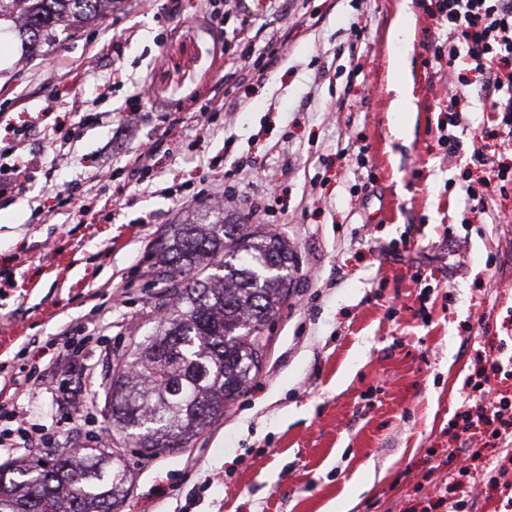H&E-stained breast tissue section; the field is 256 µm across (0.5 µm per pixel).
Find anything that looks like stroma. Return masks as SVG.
Instances as JSON below:
<instances>
[{"label":"stroma","instance_id":"35a3bbf8","mask_svg":"<svg viewBox=\"0 0 512 512\" xmlns=\"http://www.w3.org/2000/svg\"><path fill=\"white\" fill-rule=\"evenodd\" d=\"M435 9L243 0L217 21L204 0H114L35 53L9 38L0 113L49 114L26 138L41 171L0 200V384H18L16 411L50 440L0 447V464L73 442L117 452L130 472L119 512H443L466 447L481 448L476 467L492 461L455 422L475 406L463 384L479 357L512 369V189L471 208L478 173L439 140L459 90L464 144L493 150L500 135L482 77L462 66L451 80L427 51L447 38ZM205 187L230 190L229 218L287 241L291 290L247 390L188 447L150 455L113 430L106 393L167 300L161 239L215 210ZM65 334L91 339L78 422L59 388ZM397 56L398 55L395 56V60L397 59ZM391 89L396 93V99L394 101L395 112H407L411 102L410 89L404 80L401 69L397 64V60L396 66L392 72Z\"/></svg>","mask_w":512,"mask_h":512}]
</instances>
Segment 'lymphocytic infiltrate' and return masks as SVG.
I'll use <instances>...</instances> for the list:
<instances>
[{
  "mask_svg": "<svg viewBox=\"0 0 512 512\" xmlns=\"http://www.w3.org/2000/svg\"><path fill=\"white\" fill-rule=\"evenodd\" d=\"M447 29L449 47L432 45L435 58H447L449 70L472 66L493 87L490 111L500 114L501 145L512 152V0H438L434 15ZM478 424L488 440L506 443L512 437V398H483Z\"/></svg>",
  "mask_w": 512,
  "mask_h": 512,
  "instance_id": "f902f5d3",
  "label": "lymphocytic infiltrate"
}]
</instances>
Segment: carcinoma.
Instances as JSON below:
<instances>
[{
	"label": "carcinoma",
	"instance_id": "carcinoma-1",
	"mask_svg": "<svg viewBox=\"0 0 512 512\" xmlns=\"http://www.w3.org/2000/svg\"><path fill=\"white\" fill-rule=\"evenodd\" d=\"M112 0H0L35 51ZM292 252L277 235L231 223L180 224L161 243L170 307L155 334L138 344L109 387L112 425L149 454L185 447L244 391L259 370V327L288 298ZM129 483L118 456L96 448L43 463L0 465V512H117Z\"/></svg>",
	"mask_w": 512,
	"mask_h": 512
}]
</instances>
